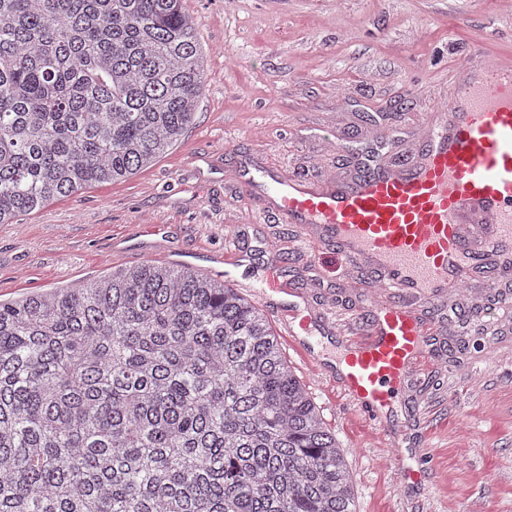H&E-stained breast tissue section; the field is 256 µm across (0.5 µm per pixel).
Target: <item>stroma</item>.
<instances>
[{"instance_id": "stroma-1", "label": "stroma", "mask_w": 512, "mask_h": 512, "mask_svg": "<svg viewBox=\"0 0 512 512\" xmlns=\"http://www.w3.org/2000/svg\"><path fill=\"white\" fill-rule=\"evenodd\" d=\"M207 86L194 123L148 168L0 224V301L76 288L118 267L171 263L210 272L233 247L231 284L257 300L269 256L311 316L326 357L368 342L382 294L363 263L278 217L266 172L282 180L353 184L369 152L379 167L414 162L420 114L464 82L473 54L512 57L507 0H185ZM162 225L154 233V225ZM470 291L413 304L427 337L384 423L345 396L335 373L265 314L289 365L335 433L357 512H512V251L473 272ZM426 449L425 484H400L388 434Z\"/></svg>"}]
</instances>
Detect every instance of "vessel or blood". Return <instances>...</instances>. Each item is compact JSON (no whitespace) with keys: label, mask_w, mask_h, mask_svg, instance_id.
Instances as JSON below:
<instances>
[{"label":"vessel or blood","mask_w":512,"mask_h":512,"mask_svg":"<svg viewBox=\"0 0 512 512\" xmlns=\"http://www.w3.org/2000/svg\"><path fill=\"white\" fill-rule=\"evenodd\" d=\"M445 110L446 121L428 124L420 159L407 170L375 167L351 186L259 178L283 221L366 261L390 291L370 341L346 348L338 377L377 422L423 358L428 331L410 298L440 299L471 277L465 225H486L495 251L512 246V61L488 55ZM282 291L269 265L259 296L271 304Z\"/></svg>","instance_id":"1"}]
</instances>
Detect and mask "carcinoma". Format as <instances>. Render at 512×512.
Segmentation results:
<instances>
[{
    "instance_id": "carcinoma-1",
    "label": "carcinoma",
    "mask_w": 512,
    "mask_h": 512,
    "mask_svg": "<svg viewBox=\"0 0 512 512\" xmlns=\"http://www.w3.org/2000/svg\"><path fill=\"white\" fill-rule=\"evenodd\" d=\"M207 76L183 0H0V224L161 157ZM0 512H356L261 308L119 269L0 303Z\"/></svg>"
}]
</instances>
